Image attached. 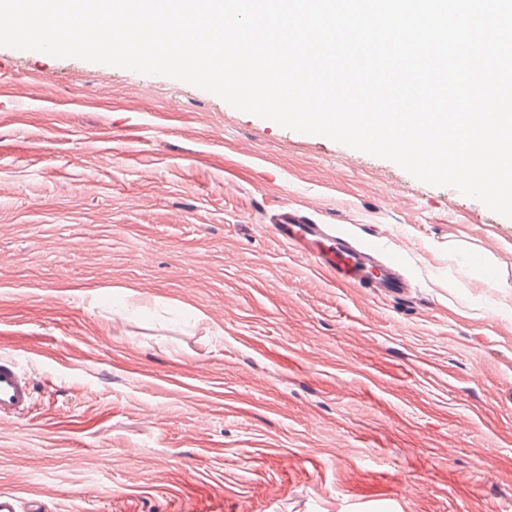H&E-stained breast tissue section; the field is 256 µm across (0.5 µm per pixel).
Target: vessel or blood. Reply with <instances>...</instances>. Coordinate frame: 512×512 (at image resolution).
<instances>
[{
  "mask_svg": "<svg viewBox=\"0 0 512 512\" xmlns=\"http://www.w3.org/2000/svg\"><path fill=\"white\" fill-rule=\"evenodd\" d=\"M274 230L297 245L314 267L336 281L372 289L379 298L403 297L410 283L399 258L373 244L336 232L329 224L281 223ZM34 410L33 381L15 361L0 359V419L29 418Z\"/></svg>",
  "mask_w": 512,
  "mask_h": 512,
  "instance_id": "vessel-or-blood-1",
  "label": "vessel or blood"
}]
</instances>
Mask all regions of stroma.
I'll use <instances>...</instances> for the list:
<instances>
[{
    "instance_id": "stroma-1",
    "label": "stroma",
    "mask_w": 512,
    "mask_h": 512,
    "mask_svg": "<svg viewBox=\"0 0 512 512\" xmlns=\"http://www.w3.org/2000/svg\"><path fill=\"white\" fill-rule=\"evenodd\" d=\"M289 212L403 240L411 295ZM1 356L41 512H512V219L170 77L0 47ZM275 233L297 245L314 267L336 281L372 288L377 298L407 296L411 285L401 260L381 254L373 244L336 232L331 224H274ZM34 405L31 377L15 361L0 359V419L29 418Z\"/></svg>"
}]
</instances>
